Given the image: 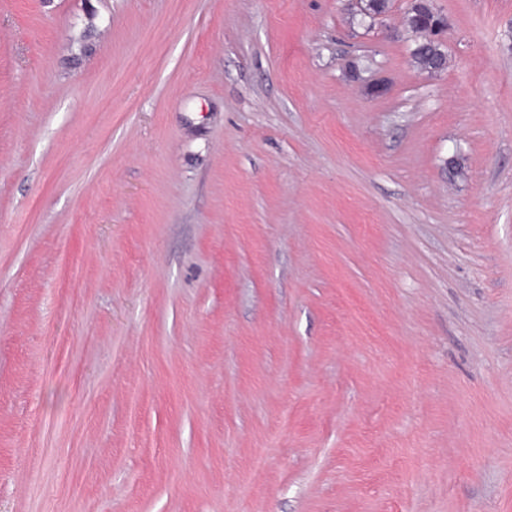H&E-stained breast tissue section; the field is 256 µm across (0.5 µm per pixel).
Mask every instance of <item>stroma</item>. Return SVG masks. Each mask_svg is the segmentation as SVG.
<instances>
[{
	"label": "stroma",
	"mask_w": 512,
	"mask_h": 512,
	"mask_svg": "<svg viewBox=\"0 0 512 512\" xmlns=\"http://www.w3.org/2000/svg\"><path fill=\"white\" fill-rule=\"evenodd\" d=\"M434 6L0 0V512H512V0ZM433 3L411 4L404 12L402 23L408 34L412 37L409 50L410 64L421 72L430 75L441 73L447 62L444 51L436 52L428 40L429 29L436 24L440 17H444L439 11H435ZM442 70V71H441Z\"/></svg>",
	"instance_id": "obj_1"
}]
</instances>
